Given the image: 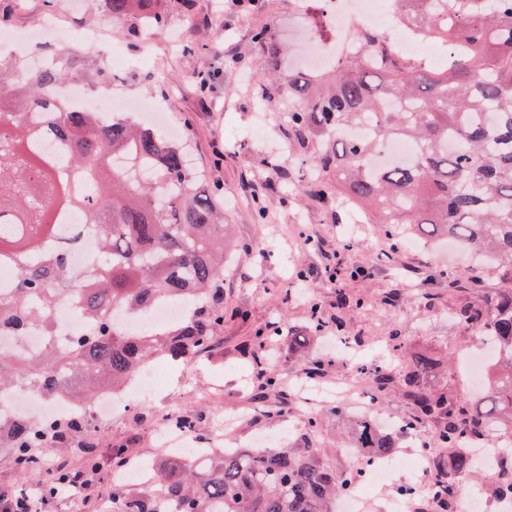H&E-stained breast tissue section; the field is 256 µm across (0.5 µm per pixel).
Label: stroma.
Returning <instances> with one entry per match:
<instances>
[{"instance_id":"stroma-1","label":"stroma","mask_w":512,"mask_h":512,"mask_svg":"<svg viewBox=\"0 0 512 512\" xmlns=\"http://www.w3.org/2000/svg\"><path fill=\"white\" fill-rule=\"evenodd\" d=\"M91 6V0H24L23 7L0 25V38L43 31L53 10L63 13L70 27H81ZM162 7L169 18V40L147 42L133 34L127 20H112L105 28L104 41L124 47L126 64L119 69L107 51L78 45L63 33L51 43L32 46L37 55L49 47L69 58L77 82L91 95L104 88L95 77L101 68L110 71L127 97L157 100L168 126L190 130L198 167L204 169L208 184L224 193V221L232 226L235 244L224 268V323L211 348L194 357V370L158 361L162 384L155 402L197 413L192 436L199 448H250L264 442L289 449L309 416L320 413L314 434L319 458L332 468H347L340 436L344 420L357 418L350 403L294 396L296 383L304 377V361L322 362L329 381L343 369L335 334L312 327L310 302H322L328 316L342 315L346 336L358 344L361 367L380 363L392 342L401 343L407 352H427L444 360L474 348L475 338L452 317L455 303L465 302V294L449 297L448 280L439 278V270H448L461 282L481 273L489 288L498 287V274L490 266L475 270L470 255L458 257L439 245L420 250L402 245L379 252L375 244L383 232L377 224L350 238L346 229L351 220L335 196L319 199L300 192L313 171L303 154L288 148L287 103H277L267 137L252 136L259 79L275 76L284 81L289 71L309 63L304 54L308 38L291 39L290 31L312 26L314 35L327 43L328 62H335L336 49L329 43L332 31L318 9H304L303 0H267L250 11L239 9L236 0H195L189 14L182 0H163ZM260 27L285 42L286 51L275 58L263 52L253 39ZM203 76L210 86L202 95L197 82ZM262 201L268 208L261 215L257 206ZM341 288L361 297L363 307L337 311L336 292ZM391 288L398 299L388 306L382 298ZM279 329L309 335L307 350L296 351L283 337L274 353L261 361L244 356V344L257 331L270 335ZM261 367L272 370L280 386L257 402L253 395ZM153 404L99 425L96 469H87L78 443L50 453L54 465L86 470L92 496L60 492L50 499L48 512H103L118 490L112 480L114 446H124L133 461H172L173 452L160 448L154 435ZM228 415L238 418L230 429L222 426Z\"/></svg>"}]
</instances>
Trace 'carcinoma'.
Listing matches in <instances>:
<instances>
[{"label":"carcinoma","instance_id":"carcinoma-1","mask_svg":"<svg viewBox=\"0 0 512 512\" xmlns=\"http://www.w3.org/2000/svg\"><path fill=\"white\" fill-rule=\"evenodd\" d=\"M97 2L152 33L166 28L159 0ZM400 2L418 36L448 47L447 60L428 66L402 58L390 34L378 30L360 36L358 64L339 58L321 80L290 72L285 85H262L258 98L273 102L272 88L288 95V143L305 149L316 142L309 162L332 180L311 181L309 195L347 199L398 240L423 228L432 238L445 235L501 273L496 290L478 274L464 287L448 281L450 293H484L482 302L454 311L458 323L495 346L484 407L420 386L440 365L424 353L408 358L395 345L407 360L400 377L384 367L367 371L373 395L397 386L414 406L402 431L437 423L427 433L435 443L429 470L443 512H454L456 485L476 470L463 448L484 443L501 424L512 427V0ZM254 38L272 55L285 50L265 29ZM69 79V67L57 62L34 70L24 56L0 58V262L11 264L16 283L12 295H0V327L18 337L40 329L50 338L54 302L72 305L91 327L63 350L24 359L0 351V392L30 386L89 403L157 357L182 362L211 347L224 324L228 242L219 193L203 190L181 145L133 120L73 106ZM370 116L377 123L367 137H343ZM392 139L412 144L415 161L372 166ZM65 216L97 236L96 257L80 278L71 276L66 256L74 239L51 249ZM160 301L185 305L189 316L165 330H132L114 319L117 310L144 316ZM316 427L309 419L304 447L294 452L179 457L152 470L148 486L112 494V512H335L336 495L364 476L368 460L396 452V433L358 422L352 437L360 462L338 472L319 459ZM77 437L94 461L97 431L79 420L41 426L0 418V448L24 467Z\"/></svg>","mask_w":512,"mask_h":512}]
</instances>
